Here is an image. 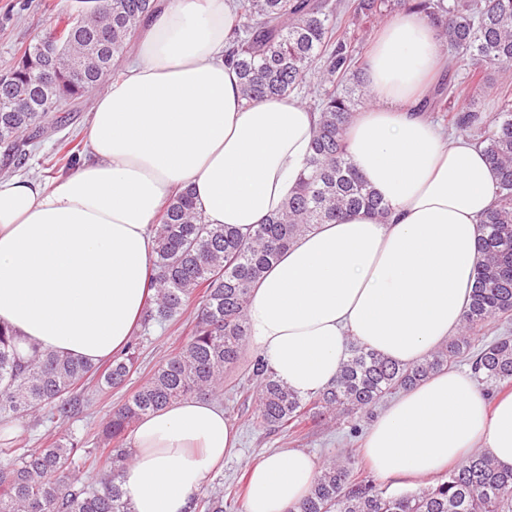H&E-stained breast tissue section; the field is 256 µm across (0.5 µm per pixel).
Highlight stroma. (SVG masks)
I'll use <instances>...</instances> for the list:
<instances>
[{
	"instance_id": "stroma-1",
	"label": "stroma",
	"mask_w": 512,
	"mask_h": 512,
	"mask_svg": "<svg viewBox=\"0 0 512 512\" xmlns=\"http://www.w3.org/2000/svg\"><path fill=\"white\" fill-rule=\"evenodd\" d=\"M75 5L76 0H0V73L11 67L22 46L43 34L60 10ZM192 327L191 318L185 317L162 326L139 328L136 332L139 359L123 385L101 388L96 382L86 383L75 392L77 405L70 421L61 426L18 421L9 433L10 438L30 448H43L58 433L67 431L87 441L89 447H100L103 423L150 378L164 359L189 340ZM254 358L250 350H243L238 363L224 372V386L217 401L237 425L238 445L223 468L210 476L207 488L244 486L248 465L279 448H301L320 461L333 455H348L354 458L357 473L373 477L374 472L363 455V441L377 413L387 407V400H380L374 409L363 413L341 418L322 416L294 433L273 431L257 420L254 400L242 393L249 385L247 376Z\"/></svg>"
}]
</instances>
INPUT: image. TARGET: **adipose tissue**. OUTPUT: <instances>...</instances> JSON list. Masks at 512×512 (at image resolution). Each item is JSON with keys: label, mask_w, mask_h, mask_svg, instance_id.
Here are the masks:
<instances>
[{"label": "adipose tissue", "mask_w": 512, "mask_h": 512, "mask_svg": "<svg viewBox=\"0 0 512 512\" xmlns=\"http://www.w3.org/2000/svg\"><path fill=\"white\" fill-rule=\"evenodd\" d=\"M240 7L158 0L132 62L97 93L89 160L49 184L0 178V325L21 357L96 365L124 350L154 293L156 218L177 191L246 234L295 187L317 114L294 94L242 98L224 61ZM447 71L425 15L381 25L363 72L373 102L345 139L388 213L314 225L253 286L248 347L298 394L328 386L350 342L411 365L461 326L498 180L482 147L423 106ZM236 445L211 398L170 403L134 428L123 498L133 512H186ZM364 448L379 476L408 486L477 449L510 470L512 395L489 402L470 373L443 370L379 413ZM319 471L299 448L251 463L245 512H292Z\"/></svg>", "instance_id": "obj_1"}]
</instances>
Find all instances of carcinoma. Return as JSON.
Returning <instances> with one entry per match:
<instances>
[{"label":"carcinoma","mask_w":512,"mask_h":512,"mask_svg":"<svg viewBox=\"0 0 512 512\" xmlns=\"http://www.w3.org/2000/svg\"><path fill=\"white\" fill-rule=\"evenodd\" d=\"M156 0H100L76 21L65 10L53 27L30 43L0 79V101L22 99L28 112H0V143L8 147L0 165L22 166L35 139L68 117L50 112L53 100L74 103L105 82L119 78L120 62L134 45ZM242 17L229 40L227 61L238 69L243 97L300 92L317 101V126L308 173L282 209L248 234L208 224L190 191L176 194L155 224V294L143 323L174 322L199 300L187 343L168 357L114 411L103 429L107 455L91 458L85 442L62 433L46 448H25L3 439L0 448V512H132L121 483L130 453L124 448L137 420L169 402L209 395L224 383V370L237 364L246 342L245 314L254 282L293 240L316 224L330 223L362 208L385 216L387 204L365 181L346 150L345 130L356 107L370 100L359 80L356 34L368 22L417 10L437 26L444 49L469 84L453 78L425 101L448 125L482 146L498 175V200L481 221L479 260L472 300L460 332L413 366L351 343L336 380L324 390L300 396L280 383L257 358L251 367L258 392L257 418L274 429L296 430L315 416L364 412L386 395L406 390L469 356L471 370L489 397L512 386V336L475 348L473 332L486 322L512 316V0H243ZM55 48L47 82L33 78L43 57ZM506 74V87L492 110L469 102L489 71ZM65 166L79 163L82 143L60 140ZM140 343L130 342L99 377L112 388L122 384L138 359ZM84 361L50 351L21 361L13 336L0 327V418L64 421L71 416L73 390L95 375ZM90 463V482L73 476L76 459ZM221 488L194 493L189 512H224ZM296 512H512V470L499 468L486 452H474L436 484L408 493H389L352 475L349 457L323 464Z\"/></svg>","instance_id":"carcinoma-1"}]
</instances>
